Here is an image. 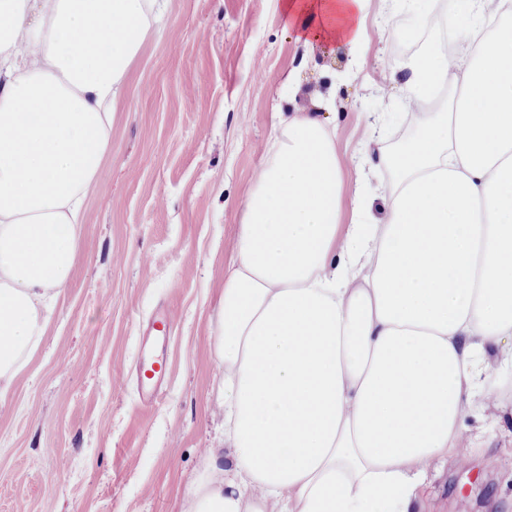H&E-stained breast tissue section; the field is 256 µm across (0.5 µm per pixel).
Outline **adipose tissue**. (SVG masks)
Returning a JSON list of instances; mask_svg holds the SVG:
<instances>
[{
	"label": "adipose tissue",
	"mask_w": 512,
	"mask_h": 512,
	"mask_svg": "<svg viewBox=\"0 0 512 512\" xmlns=\"http://www.w3.org/2000/svg\"><path fill=\"white\" fill-rule=\"evenodd\" d=\"M397 80L422 119L347 162L277 115L215 330L224 445L187 512H418L467 411L512 374V0H405ZM372 0H285L305 44L368 47ZM160 0H0V396L66 288L90 192ZM455 35L454 49L434 40ZM389 176L382 194L370 173Z\"/></svg>",
	"instance_id": "obj_1"
}]
</instances>
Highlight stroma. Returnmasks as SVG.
I'll use <instances>...</instances> for the list:
<instances>
[{"mask_svg":"<svg viewBox=\"0 0 512 512\" xmlns=\"http://www.w3.org/2000/svg\"><path fill=\"white\" fill-rule=\"evenodd\" d=\"M282 2L167 0L112 126L69 283L0 398V512H185L186 486L223 437L215 321L276 110L313 112L332 96L343 154L374 117L388 138L411 128L399 88L383 96L363 80L416 48L387 0L371 16L399 35L373 38L345 80L339 53L296 41ZM154 353L166 374L147 406L136 366ZM459 445L468 463L430 477L424 512H512V421L490 430L467 416Z\"/></svg>","mask_w":512,"mask_h":512,"instance_id":"obj_1","label":"stroma"}]
</instances>
